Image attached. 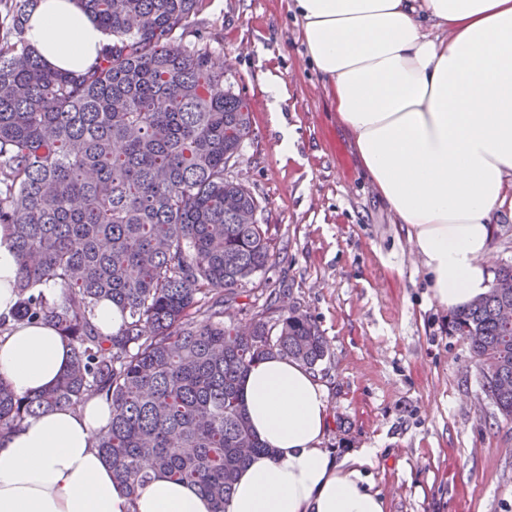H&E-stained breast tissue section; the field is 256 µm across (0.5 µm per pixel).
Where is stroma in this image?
<instances>
[{"mask_svg": "<svg viewBox=\"0 0 512 512\" xmlns=\"http://www.w3.org/2000/svg\"><path fill=\"white\" fill-rule=\"evenodd\" d=\"M188 33L219 49L225 87L252 108L230 173L262 202L256 218L275 245L268 288L287 289L328 341L315 370L328 393L325 447L380 448L372 477L387 512H512V421L449 335L405 226L364 178L287 0H202ZM269 74L288 94L279 112Z\"/></svg>", "mask_w": 512, "mask_h": 512, "instance_id": "stroma-1", "label": "stroma"}]
</instances>
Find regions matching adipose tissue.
<instances>
[{"instance_id": "obj_1", "label": "adipose tissue", "mask_w": 512, "mask_h": 512, "mask_svg": "<svg viewBox=\"0 0 512 512\" xmlns=\"http://www.w3.org/2000/svg\"><path fill=\"white\" fill-rule=\"evenodd\" d=\"M309 61L364 175L406 225L433 299L456 310L484 296L494 221L512 210V0H291ZM27 39L47 65L79 72L106 34L78 0H38ZM18 260L0 225V315ZM71 347L48 323L0 337V378L16 395L51 388ZM245 409L268 453L240 472L225 512H386L371 468L378 449L325 448L327 391L305 366L270 357L248 371ZM112 404L29 417L0 435V512H213L163 476L136 495L112 478L93 439Z\"/></svg>"}]
</instances>
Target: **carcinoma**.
I'll use <instances>...</instances> for the list:
<instances>
[{
  "instance_id": "1",
  "label": "carcinoma",
  "mask_w": 512,
  "mask_h": 512,
  "mask_svg": "<svg viewBox=\"0 0 512 512\" xmlns=\"http://www.w3.org/2000/svg\"><path fill=\"white\" fill-rule=\"evenodd\" d=\"M38 0H0V225L19 261L14 317L51 323L72 363L51 388L19 397L0 378V431L112 402L94 437L130 494L154 475L195 487L224 512L238 471L270 449L252 432L241 396L249 367L270 354L316 370L330 351L315 319L253 280L273 246L260 202L228 175L252 134L246 101L224 90L217 48L186 30L201 0H80L110 36L89 68L47 67L25 40ZM57 288L60 295L46 292ZM247 334L224 321L239 298ZM112 300L111 338L93 322ZM512 289H490L454 312L483 390L512 420Z\"/></svg>"
}]
</instances>
